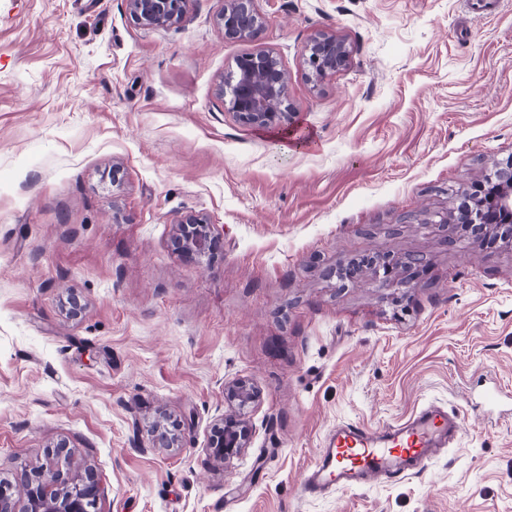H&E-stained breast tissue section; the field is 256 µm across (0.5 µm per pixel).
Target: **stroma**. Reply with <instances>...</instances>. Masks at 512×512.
<instances>
[{
  "mask_svg": "<svg viewBox=\"0 0 512 512\" xmlns=\"http://www.w3.org/2000/svg\"><path fill=\"white\" fill-rule=\"evenodd\" d=\"M254 5L263 32L232 42L222 0L160 31L126 0H0V479L63 440L95 512H512V244L447 221L512 156V0ZM318 31L352 55L317 85ZM259 50L292 131L218 92ZM191 213L212 257L171 246ZM369 257L398 283L343 279ZM238 378L260 399L224 463L207 446ZM430 405L464 420L419 472L305 494L336 425ZM162 418L177 447L153 446Z\"/></svg>",
  "mask_w": 512,
  "mask_h": 512,
  "instance_id": "35a3bbf8",
  "label": "stroma"
}]
</instances>
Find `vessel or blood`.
I'll return each instance as SVG.
<instances>
[{
    "label": "vessel or blood",
    "instance_id": "vessel-or-blood-1",
    "mask_svg": "<svg viewBox=\"0 0 512 512\" xmlns=\"http://www.w3.org/2000/svg\"><path fill=\"white\" fill-rule=\"evenodd\" d=\"M461 424L459 413L428 407L378 432L359 425L340 426L309 470L304 489L310 494L347 490L372 477L406 475L435 449L453 443Z\"/></svg>",
    "mask_w": 512,
    "mask_h": 512
}]
</instances>
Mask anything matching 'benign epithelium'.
Wrapping results in <instances>:
<instances>
[{
  "label": "benign epithelium",
  "instance_id": "obj_1",
  "mask_svg": "<svg viewBox=\"0 0 512 512\" xmlns=\"http://www.w3.org/2000/svg\"><path fill=\"white\" fill-rule=\"evenodd\" d=\"M188 2L127 0V9L141 28L161 30L183 21ZM215 22L229 41L252 40L265 25L254 0H224ZM350 57V49L336 35L315 33L310 38L306 58L311 79L320 82L346 66ZM219 92L228 109L254 127H289L293 123L284 72L270 51L261 50L237 59L236 70L219 85ZM454 223L463 226L478 245L496 236L502 225L512 223V157L498 166L494 181L483 193H460L454 207ZM217 243L207 218L189 214L179 222L171 245L183 256L196 259L210 255ZM367 269L374 278L391 281L396 263L387 258L368 260L349 266L345 276L359 281ZM257 398V390L245 379L224 384V402L236 407L239 414L213 425L208 445L213 457L229 461L248 447L252 427L243 415ZM177 439L178 434L169 428L161 424L155 427L154 440L158 446L169 448ZM70 458L67 444L59 443L47 450L45 462L38 468L23 470L13 482L0 480V512H93L101 492L98 475L91 469L80 475L71 473Z\"/></svg>",
  "mask_w": 512,
  "mask_h": 512
}]
</instances>
